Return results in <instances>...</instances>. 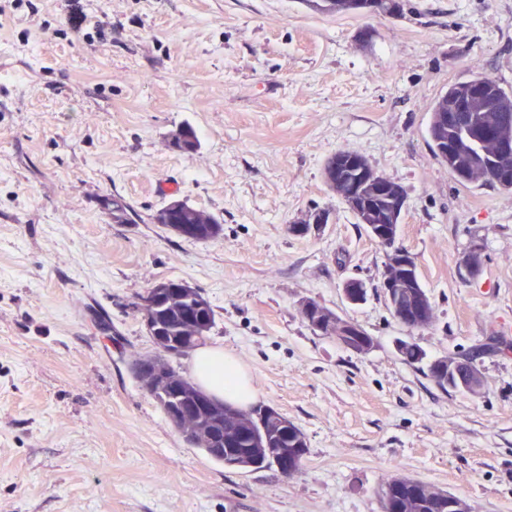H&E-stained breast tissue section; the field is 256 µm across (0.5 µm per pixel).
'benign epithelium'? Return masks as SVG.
<instances>
[{
  "label": "benign epithelium",
  "instance_id": "7a95c632",
  "mask_svg": "<svg viewBox=\"0 0 512 512\" xmlns=\"http://www.w3.org/2000/svg\"><path fill=\"white\" fill-rule=\"evenodd\" d=\"M326 6L336 11L350 10L367 16L379 12L378 0H327ZM448 111L506 115L512 112V98L501 96L495 83L485 79L455 88L448 100ZM438 134L440 143L447 138L452 140L456 148L452 152L453 161L472 182L493 181L504 185L512 182V125L480 116L452 127L443 123ZM484 139L493 142V153L481 151L476 155L467 150L469 146L481 144ZM328 180L340 200L357 214L369 236L387 248L381 288L396 319L409 329L428 326L433 318L432 301L427 293L411 290L413 275L409 271L414 269L415 260L408 251L395 246L398 223L406 207V194L397 186V182L377 173L352 151L336 153L328 170ZM167 208L172 213L194 212L195 219L207 221L206 214L183 199L169 200ZM185 292L186 289L177 288L170 282H159L140 298L141 319L147 335L154 342L156 353L141 359L133 367V375L140 387L163 408L172 425L180 428L186 443L222 456L224 449L233 445L231 435L224 433V418L246 427L254 424L262 427L268 417L281 427L286 422L276 410L267 412L264 417L239 408L228 411L224 403L202 390L198 389L193 394L183 390L182 376L172 371L158 352L184 356L189 349L184 344V337L163 335V326L156 312L164 305L182 301L180 295ZM365 293L367 286L358 279L348 280L343 285V295L352 305L363 303ZM202 309L201 305L181 308L183 324L196 333L200 332L196 323L200 322ZM300 312L311 330L319 336L334 337L346 349L358 354L374 348L370 342L360 348L355 347L350 337L362 335L363 327L353 320L321 309L312 299L301 301ZM459 365L458 357L443 356L440 362L432 366L430 375L439 379L452 372L462 389L479 390L482 385L479 366L473 363L461 369ZM293 452V448L273 449L277 467L288 478L297 474L292 463Z\"/></svg>",
  "mask_w": 512,
  "mask_h": 512
}]
</instances>
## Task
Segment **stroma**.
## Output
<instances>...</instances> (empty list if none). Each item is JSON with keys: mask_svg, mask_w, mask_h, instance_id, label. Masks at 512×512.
Listing matches in <instances>:
<instances>
[{"mask_svg": "<svg viewBox=\"0 0 512 512\" xmlns=\"http://www.w3.org/2000/svg\"><path fill=\"white\" fill-rule=\"evenodd\" d=\"M478 74L512 91V0L373 17L301 0H0V512H383L397 476L512 512V193L457 182L427 133L435 100ZM182 126L196 151L173 148ZM341 149L407 192L396 244L433 303L426 328L394 318L384 247L325 182ZM114 193L132 223L103 208ZM175 197L223 234L152 223ZM317 209L327 224L289 232ZM168 278L208 297L206 343L244 363L256 405L302 429L300 473L224 467L136 382L154 351L139 298ZM351 278L363 304L343 296ZM307 298L375 348L314 334ZM400 339L425 362L407 364ZM486 343L499 350L479 358L478 392L429 376Z\"/></svg>", "mask_w": 512, "mask_h": 512, "instance_id": "obj_1", "label": "stroma"}]
</instances>
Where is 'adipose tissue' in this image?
Returning a JSON list of instances; mask_svg holds the SVG:
<instances>
[{
    "mask_svg": "<svg viewBox=\"0 0 512 512\" xmlns=\"http://www.w3.org/2000/svg\"><path fill=\"white\" fill-rule=\"evenodd\" d=\"M195 380L208 393L240 407L256 397L245 365L220 347L199 349L193 361Z\"/></svg>",
    "mask_w": 512,
    "mask_h": 512,
    "instance_id": "adipose-tissue-1",
    "label": "adipose tissue"
}]
</instances>
